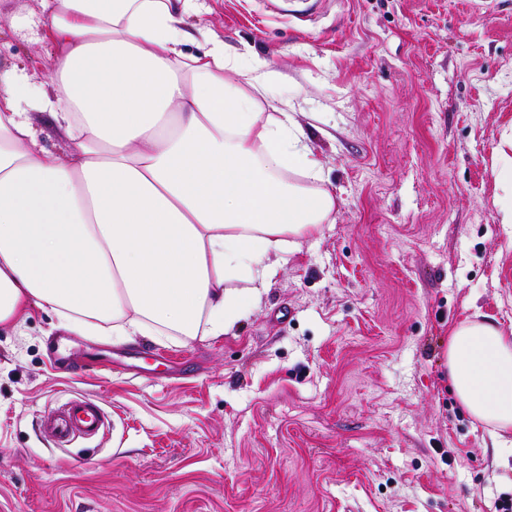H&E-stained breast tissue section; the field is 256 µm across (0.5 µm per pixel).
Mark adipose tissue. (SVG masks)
<instances>
[{
    "label": "adipose tissue",
    "mask_w": 512,
    "mask_h": 512,
    "mask_svg": "<svg viewBox=\"0 0 512 512\" xmlns=\"http://www.w3.org/2000/svg\"><path fill=\"white\" fill-rule=\"evenodd\" d=\"M40 2L45 27L12 26L54 47L50 93L0 73V329L36 306L153 342L228 333L336 211L294 113L270 107L273 71L206 31L189 51L198 0ZM446 359L470 416L512 432V334L463 320Z\"/></svg>",
    "instance_id": "obj_1"
}]
</instances>
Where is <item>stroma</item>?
<instances>
[{
  "label": "stroma",
  "instance_id": "stroma-1",
  "mask_svg": "<svg viewBox=\"0 0 512 512\" xmlns=\"http://www.w3.org/2000/svg\"><path fill=\"white\" fill-rule=\"evenodd\" d=\"M311 137L336 188L227 334L153 343L30 307L0 332V512H494L512 434L456 401L448 332H512V224L494 163L512 133V0H200ZM45 41L0 17V69L49 83ZM69 337L103 368L57 373ZM94 399L107 426L59 448L41 421Z\"/></svg>",
  "mask_w": 512,
  "mask_h": 512
}]
</instances>
